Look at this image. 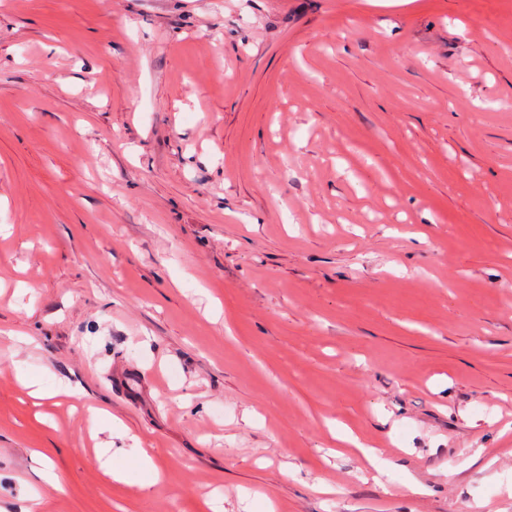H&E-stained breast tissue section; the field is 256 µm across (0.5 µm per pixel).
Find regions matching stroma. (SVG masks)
Listing matches in <instances>:
<instances>
[{"mask_svg":"<svg viewBox=\"0 0 512 512\" xmlns=\"http://www.w3.org/2000/svg\"><path fill=\"white\" fill-rule=\"evenodd\" d=\"M28 492L512 512V0H0V512Z\"/></svg>","mask_w":512,"mask_h":512,"instance_id":"35a3bbf8","label":"stroma"}]
</instances>
